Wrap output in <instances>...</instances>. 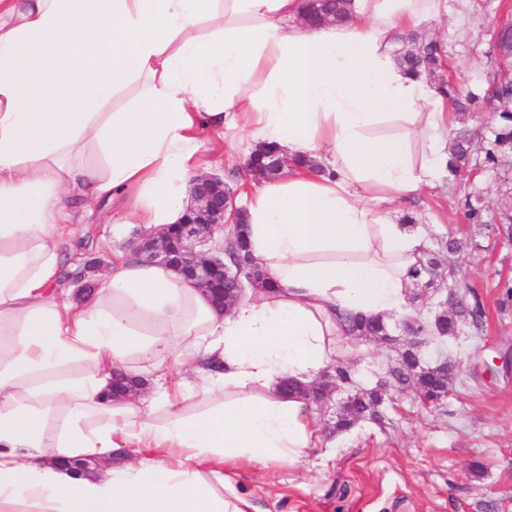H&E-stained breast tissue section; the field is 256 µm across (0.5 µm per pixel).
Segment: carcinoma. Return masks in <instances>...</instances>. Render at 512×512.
I'll list each match as a JSON object with an SVG mask.
<instances>
[{
  "instance_id": "obj_1",
  "label": "carcinoma",
  "mask_w": 512,
  "mask_h": 512,
  "mask_svg": "<svg viewBox=\"0 0 512 512\" xmlns=\"http://www.w3.org/2000/svg\"><path fill=\"white\" fill-rule=\"evenodd\" d=\"M324 14L336 22L345 20L346 0H306L307 19L318 22ZM508 61L512 62V24L509 22L500 25L495 34L493 45L487 52V69L480 83L463 90L455 80L442 78L437 85V90L448 96L462 122L488 115L486 127L478 130L463 128L451 139L448 171L454 183L463 180L466 172L478 164L484 170L504 174L505 192L512 191V69L506 65ZM397 62L411 73L423 72L427 78L433 79L446 66L445 51L438 41L414 34L398 52ZM461 205L468 223L485 226L498 224L512 231V202L491 211L480 196L466 193ZM232 255L250 265L256 283H265V273L248 252L240 229L233 238ZM439 265L438 254L428 250L421 267L413 271V277L423 278ZM457 295L463 298L467 296L469 300L461 305H453L450 313L442 316L436 324L410 317L407 321L409 330L419 335L442 337L457 336L465 329L473 334L480 333L486 319L483 301L471 291L470 285L458 282L450 274L448 299L453 300ZM347 322L351 336L379 338L388 335L386 325L380 320L350 316ZM412 358L410 351H404L401 366L391 370L392 378L399 382L400 390L412 388L424 401L433 403L448 388V375L425 367L410 373L403 365ZM380 402L381 396L374 390L348 395L344 410L336 421V431L349 430L358 421L373 414Z\"/></svg>"
}]
</instances>
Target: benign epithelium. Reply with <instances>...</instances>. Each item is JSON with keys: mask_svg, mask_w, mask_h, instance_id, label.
I'll return each mask as SVG.
<instances>
[{"mask_svg": "<svg viewBox=\"0 0 512 512\" xmlns=\"http://www.w3.org/2000/svg\"><path fill=\"white\" fill-rule=\"evenodd\" d=\"M261 159L251 157L250 165L254 179L263 178L270 167L278 172L294 166V160L277 149L260 152ZM190 205L176 229L164 227L153 234L144 236L142 244L136 248V255L144 262L167 264L184 276L197 281L221 305H226L233 296L224 295V284L233 285V290L241 292L242 279L252 280L244 265L236 260L227 264L224 257L229 255L226 246L216 242L215 231L224 226L227 211L240 214L236 206V193L216 175H201L191 182ZM103 265L101 260H87L77 263L62 280V285H71L87 294L97 287L89 273ZM305 399L317 403H327L331 390L322 383L306 387L302 391Z\"/></svg>", "mask_w": 512, "mask_h": 512, "instance_id": "7a95c632", "label": "benign epithelium"}]
</instances>
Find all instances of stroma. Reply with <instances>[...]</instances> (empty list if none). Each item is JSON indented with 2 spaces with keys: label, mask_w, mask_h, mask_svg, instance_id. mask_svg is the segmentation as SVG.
<instances>
[{
  "label": "stroma",
  "mask_w": 512,
  "mask_h": 512,
  "mask_svg": "<svg viewBox=\"0 0 512 512\" xmlns=\"http://www.w3.org/2000/svg\"><path fill=\"white\" fill-rule=\"evenodd\" d=\"M478 2L470 0L467 34L449 23L428 26L429 36L446 51L454 80L467 86L483 74L482 50L496 24L512 17V0H492L485 11ZM218 138L212 132L201 135L196 171L223 176L229 187L245 194L254 186L243 163L245 147L227 132L219 151L214 147ZM134 201L129 191L123 199L104 200L91 209L73 205L63 244L67 260L91 254L108 259L137 240L140 225L118 228L112 222ZM402 209L424 224L441 220L440 230L430 231L427 247L442 252L443 264L475 286L488 315L484 330L442 341L440 351L458 369L441 404L424 403L413 391L390 386L376 418L343 432L335 428L337 408L317 404L313 413L320 440L299 461L259 472L245 466L230 470L253 512H512V372L500 365L512 359V303L502 302V285L512 280V241L466 223L444 185L426 188ZM451 235L467 240V248L445 254ZM388 327L393 343L359 338L344 354L350 390L388 382L405 349L396 321Z\"/></svg>",
  "instance_id": "1"
}]
</instances>
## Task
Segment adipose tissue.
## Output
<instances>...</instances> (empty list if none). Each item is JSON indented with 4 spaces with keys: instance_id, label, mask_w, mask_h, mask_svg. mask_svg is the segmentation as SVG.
<instances>
[{
    "instance_id": "adipose-tissue-1",
    "label": "adipose tissue",
    "mask_w": 512,
    "mask_h": 512,
    "mask_svg": "<svg viewBox=\"0 0 512 512\" xmlns=\"http://www.w3.org/2000/svg\"><path fill=\"white\" fill-rule=\"evenodd\" d=\"M468 2L349 0L312 27L304 0H0V512H250L225 468L303 456L311 406L281 381L313 383L349 314L402 313L430 227L395 204L448 174L453 108L396 52L465 30ZM227 128L315 163L246 203L274 289L220 310L121 253L61 301L74 201L134 187L125 223H175L199 130ZM118 370L147 396L112 398Z\"/></svg>"
}]
</instances>
